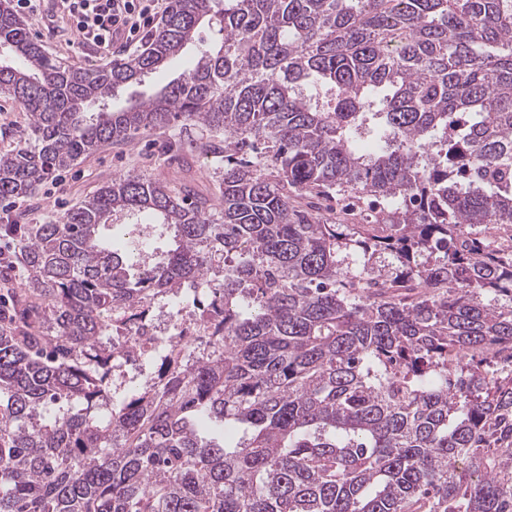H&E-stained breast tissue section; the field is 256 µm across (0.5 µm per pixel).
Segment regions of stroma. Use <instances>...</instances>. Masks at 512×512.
Returning a JSON list of instances; mask_svg holds the SVG:
<instances>
[{
    "label": "stroma",
    "instance_id": "obj_1",
    "mask_svg": "<svg viewBox=\"0 0 512 512\" xmlns=\"http://www.w3.org/2000/svg\"><path fill=\"white\" fill-rule=\"evenodd\" d=\"M32 33L50 55L68 65L96 68L110 62L108 56L93 46L74 47V29L60 14L57 0H42ZM196 54V47L188 46L166 71L152 75L142 85L131 87L113 99V109L123 108L178 77L193 66ZM28 123V114L19 103L10 96L0 95V154L18 146ZM199 135V130L178 122L164 131L144 134L133 144L107 146L57 171L35 195L18 199L17 211L27 224L56 220L112 178L126 174H146L175 185L187 184L200 195L214 196V161L188 149L189 143Z\"/></svg>",
    "mask_w": 512,
    "mask_h": 512
}]
</instances>
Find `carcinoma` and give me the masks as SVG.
Listing matches in <instances>:
<instances>
[{
  "instance_id": "obj_1",
  "label": "carcinoma",
  "mask_w": 512,
  "mask_h": 512,
  "mask_svg": "<svg viewBox=\"0 0 512 512\" xmlns=\"http://www.w3.org/2000/svg\"><path fill=\"white\" fill-rule=\"evenodd\" d=\"M205 25L193 68L112 110ZM0 93L29 116L0 200L175 121L220 163L217 205L128 174L0 224L28 271L3 278L0 512H512V373L475 377L512 367V252L481 237L512 228V0H169L97 69L0 0ZM145 212L174 241L147 266L103 236ZM196 281L224 296L220 344L113 402L112 309Z\"/></svg>"
}]
</instances>
